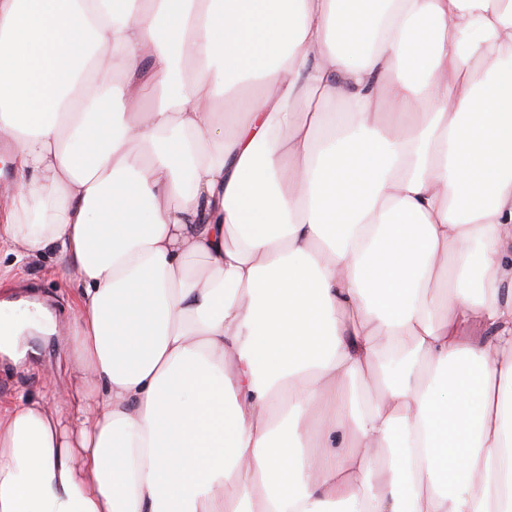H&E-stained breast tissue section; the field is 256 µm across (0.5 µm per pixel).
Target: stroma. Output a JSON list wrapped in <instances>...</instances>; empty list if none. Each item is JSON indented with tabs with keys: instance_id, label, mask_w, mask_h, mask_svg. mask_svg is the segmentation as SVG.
<instances>
[{
	"instance_id": "stroma-1",
	"label": "stroma",
	"mask_w": 512,
	"mask_h": 512,
	"mask_svg": "<svg viewBox=\"0 0 512 512\" xmlns=\"http://www.w3.org/2000/svg\"><path fill=\"white\" fill-rule=\"evenodd\" d=\"M15 297H28L49 306L57 320L58 331L46 340L31 339L32 349L42 360L24 368L13 367L0 358V400L52 398L68 391L74 376L70 359V326L72 313L67 303L76 290L75 279L55 253L48 252L26 261L13 276Z\"/></svg>"
}]
</instances>
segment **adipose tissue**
<instances>
[{
	"instance_id": "obj_1",
	"label": "adipose tissue",
	"mask_w": 512,
	"mask_h": 512,
	"mask_svg": "<svg viewBox=\"0 0 512 512\" xmlns=\"http://www.w3.org/2000/svg\"><path fill=\"white\" fill-rule=\"evenodd\" d=\"M2 137L0 512H512V0H0ZM12 277L14 292L10 296L33 298L49 306L56 316L58 331L46 341H29L32 349L42 354L39 364L15 368L0 358V400L13 401L21 395L30 399H58L68 392L74 376L69 345L72 313L67 308L76 291L74 276L57 261L54 252H47L26 261Z\"/></svg>"
}]
</instances>
